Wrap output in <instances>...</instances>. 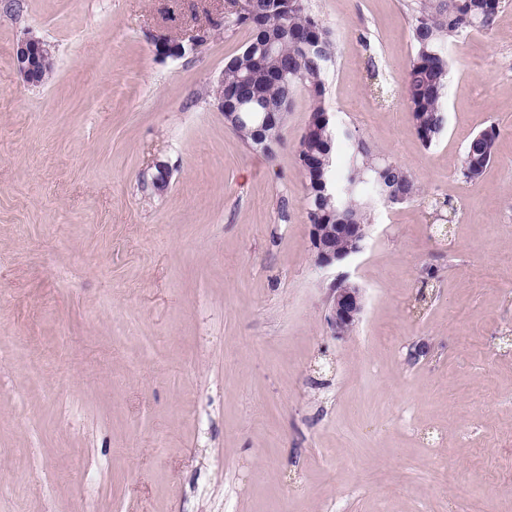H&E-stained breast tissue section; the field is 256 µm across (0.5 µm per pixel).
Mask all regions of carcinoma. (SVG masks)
I'll return each instance as SVG.
<instances>
[{
  "label": "carcinoma",
  "instance_id": "obj_1",
  "mask_svg": "<svg viewBox=\"0 0 512 512\" xmlns=\"http://www.w3.org/2000/svg\"><path fill=\"white\" fill-rule=\"evenodd\" d=\"M412 53L401 95L409 107L418 138L431 146L444 130V97L448 85V45L469 31L493 29L500 0H407ZM226 30L245 28L250 39L224 66V111L232 129L252 147L273 155L284 127H260L264 103L289 111L293 92L308 91L313 100L310 122L316 136L300 141L297 155L314 160L305 172L307 212L311 224H368L370 200L397 204L413 201L420 189L404 168L388 167L357 133L345 131L349 146L345 163L338 160L339 140L326 121L324 75L335 54L329 28L308 0H227ZM497 133L490 128L471 137L461 158L459 175L469 183L481 178L494 158ZM427 208L435 220L456 213L448 200L432 198Z\"/></svg>",
  "mask_w": 512,
  "mask_h": 512
}]
</instances>
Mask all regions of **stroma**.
<instances>
[{
  "label": "stroma",
  "mask_w": 512,
  "mask_h": 512,
  "mask_svg": "<svg viewBox=\"0 0 512 512\" xmlns=\"http://www.w3.org/2000/svg\"><path fill=\"white\" fill-rule=\"evenodd\" d=\"M405 2L311 0L335 127L422 192L375 203L363 251L322 270L296 158L313 102L295 92L270 156L227 125L212 87L249 33L224 0H0V512H512V0L449 46L428 148ZM32 35L55 62L39 85L13 58ZM433 197L457 208L443 239ZM341 274L365 309L337 338ZM497 136L496 131L490 128L469 139L459 167V175L465 182L475 183L481 178L494 158ZM472 152L474 161L471 159Z\"/></svg>",
  "instance_id": "35a3bbf8"
}]
</instances>
